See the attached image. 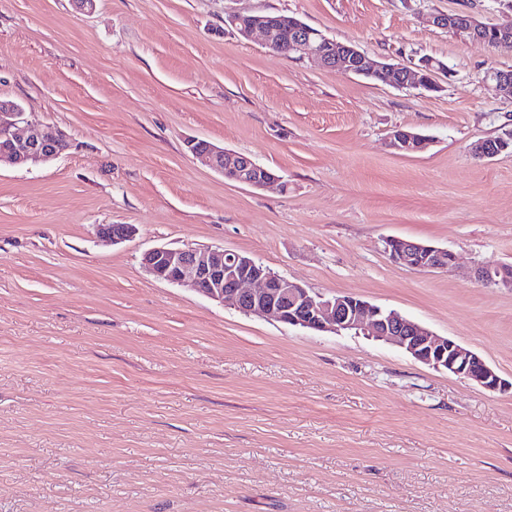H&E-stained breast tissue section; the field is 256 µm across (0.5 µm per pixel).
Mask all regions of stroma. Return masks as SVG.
Masks as SVG:
<instances>
[{"instance_id":"obj_1","label":"stroma","mask_w":512,"mask_h":512,"mask_svg":"<svg viewBox=\"0 0 512 512\" xmlns=\"http://www.w3.org/2000/svg\"><path fill=\"white\" fill-rule=\"evenodd\" d=\"M511 0H0V98L70 148L0 167V512H512V392L363 333L244 314L142 264L230 250L315 292L394 309L512 379V128L490 75L512 50L437 27ZM286 14L380 61L441 62L401 88L286 58L234 14ZM427 136L401 154L390 136ZM204 140L274 170L224 179ZM99 224H133L118 245ZM452 252L393 262L386 239ZM512 144V131L503 136L482 140L472 147V153L480 159L493 158L506 151ZM387 251L394 262L420 271L447 270L455 261L448 250L402 238L389 239ZM474 278L480 285L512 289V265L479 267L475 270Z\"/></svg>"}]
</instances>
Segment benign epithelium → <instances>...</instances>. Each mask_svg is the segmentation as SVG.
<instances>
[{
    "mask_svg": "<svg viewBox=\"0 0 512 512\" xmlns=\"http://www.w3.org/2000/svg\"><path fill=\"white\" fill-rule=\"evenodd\" d=\"M230 23L245 38L260 34L266 48L284 57L291 54L308 56L326 68L366 77L382 73L392 77L402 88H437L432 73L442 66H433L431 60L417 65L375 62L357 48L329 39L296 18L292 19L296 36L286 45L275 42L273 30L258 15L253 16L249 25L244 24V16L240 14L232 16ZM433 23L446 29L462 26L473 39L484 43L488 42L491 31L503 43L512 41V22L488 26L467 11L439 14L433 18ZM491 80L497 92L512 96L511 70L497 71L491 75ZM390 144L394 150L409 154L426 150L430 140L412 131L398 130L392 134ZM511 144L512 131L478 142L472 147V153L480 159L493 158ZM69 147L65 134H47L18 103L0 100V163L26 166L46 162ZM189 149L212 170L222 175L227 169L233 171L234 182L261 188L280 180L271 169L249 157L207 141L200 146L193 140L189 142ZM136 234L137 227L133 224L97 225V236L112 244L130 240ZM387 251L394 262L420 271L446 270L455 261V256L448 250L402 238L389 239ZM142 263L156 278L189 286L198 294L240 312L260 313L270 320L316 332L364 330L425 365L444 368L489 391H512V380L501 378L477 354L456 341L435 336L397 311L382 309L360 298L346 294L327 297L312 292L245 254L197 247H156L144 253ZM474 278L480 285L512 289V265L479 267Z\"/></svg>",
    "mask_w": 512,
    "mask_h": 512,
    "instance_id": "benign-epithelium-1",
    "label": "benign epithelium"
}]
</instances>
